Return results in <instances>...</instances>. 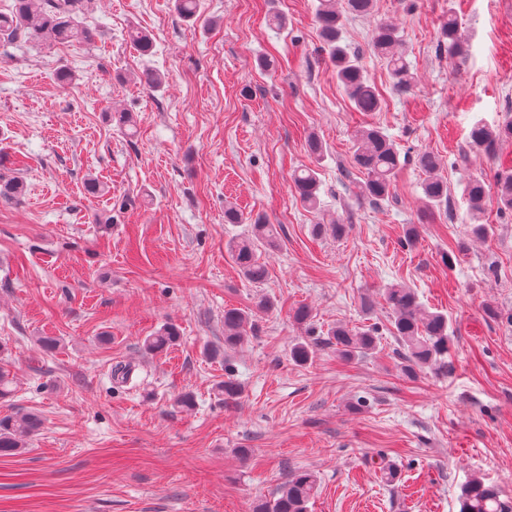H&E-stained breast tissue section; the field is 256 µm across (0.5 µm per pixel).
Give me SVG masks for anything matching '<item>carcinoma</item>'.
I'll list each match as a JSON object with an SVG mask.
<instances>
[{
  "label": "carcinoma",
  "instance_id": "carcinoma-1",
  "mask_svg": "<svg viewBox=\"0 0 512 512\" xmlns=\"http://www.w3.org/2000/svg\"><path fill=\"white\" fill-rule=\"evenodd\" d=\"M83 0H16L9 14L0 12V38L10 41L37 39L46 44L80 43L90 40V32L77 24ZM317 21L327 47L329 60L336 72V79L343 86L349 99L359 112H378L381 101L372 83L364 76L357 57L342 45L344 19L336 9L335 0H320ZM460 23L453 13L441 28V36L447 40L448 56L461 59L466 48L459 32ZM371 49L384 59L394 87L406 92L412 88L413 76L398 29L387 22L379 24L371 40ZM469 139L477 148L494 151L502 141L512 140V119L496 126L475 124ZM353 162L363 175L359 185L362 198L380 204L391 197L393 180L401 166L400 152L392 140L377 126L364 128L354 140ZM417 167L425 174L426 219L433 221L439 215L441 205L448 202V181L442 175L440 162L435 154H416ZM295 192L300 202L309 208L317 205L319 179L315 169H298L292 176ZM497 198L500 209L512 213V171L498 175ZM468 198L473 211L470 233L486 239L492 232L489 224H480L479 213L487 194L486 183L472 178L467 185ZM276 247L275 234L269 224L259 220L252 224L251 234L231 245L235 260L247 279L262 283L268 278V267L261 261V249ZM382 296L392 313L391 326L398 340L402 359L401 369L408 378L429 369L437 374L451 370L448 352L451 336L448 317L431 312L421 306L413 289L392 286L384 289ZM255 330L250 315L238 308L224 310V346L239 344L247 333ZM329 342L336 344V351L345 358L368 355L379 344L378 329L373 325L349 328L338 325L328 332ZM176 328L167 326L144 339L143 348L148 353H158L176 343ZM316 343L300 340L291 348L293 360L305 364L311 360ZM40 418L31 412H18L0 418V454L14 455L25 449L26 440L40 429ZM317 490V477L307 470L293 472L278 489L273 498L255 502L253 512H307V504ZM460 512H512V501L501 498L499 487L481 478L469 480L460 495Z\"/></svg>",
  "mask_w": 512,
  "mask_h": 512
}]
</instances>
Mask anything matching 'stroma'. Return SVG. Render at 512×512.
I'll return each instance as SVG.
<instances>
[{
	"mask_svg": "<svg viewBox=\"0 0 512 512\" xmlns=\"http://www.w3.org/2000/svg\"><path fill=\"white\" fill-rule=\"evenodd\" d=\"M318 5L201 0L192 23L172 0H89L88 42L0 41V178L24 184L20 199L0 198V367L15 378L0 417L43 419L25 452L0 455V512H251L296 470L319 479L309 512H459L475 476L512 498V214L494 190L512 141L488 154L469 139L474 124L512 118V0H373L348 17L342 44L379 91L373 113L337 82ZM451 10L467 45L457 67L440 41ZM383 21L414 74L405 94L371 50ZM133 29L151 54L129 43ZM149 70L160 87L141 83ZM372 125L410 157L440 158L446 216L421 221L410 159L388 202L357 197L353 141ZM304 167L320 179L313 209L291 180ZM472 175L489 187L482 241L469 233ZM229 206L275 229L264 283L230 252L250 227L226 223ZM393 285L450 319L452 374L401 373L382 297ZM301 305L304 325L291 317ZM230 307L258 326L233 348ZM370 323L383 333L371 355L344 360L325 341ZM166 325L177 344L146 353ZM299 337L318 342L306 365L291 359ZM229 376L242 388L230 404L217 390Z\"/></svg>",
	"mask_w": 512,
	"mask_h": 512,
	"instance_id": "obj_1",
	"label": "stroma"
}]
</instances>
